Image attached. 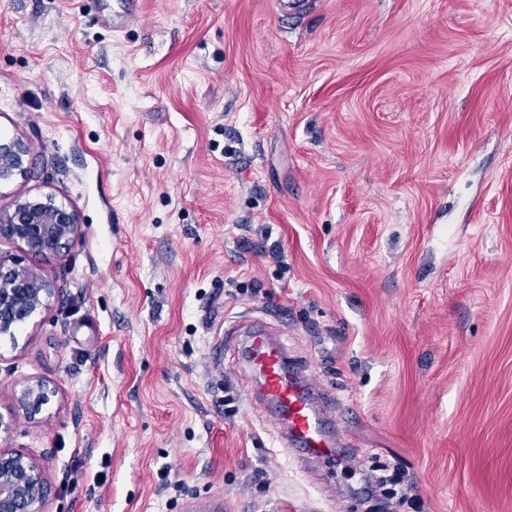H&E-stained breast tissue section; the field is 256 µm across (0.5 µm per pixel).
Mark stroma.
<instances>
[{"label": "stroma", "instance_id": "1", "mask_svg": "<svg viewBox=\"0 0 512 512\" xmlns=\"http://www.w3.org/2000/svg\"><path fill=\"white\" fill-rule=\"evenodd\" d=\"M0 0V137L81 215L0 335L45 512H512V0ZM336 398L288 453L241 332ZM55 393L56 390L43 380H33L20 390H13L11 401L14 415L22 414L30 420H38L37 415L49 404Z\"/></svg>", "mask_w": 512, "mask_h": 512}]
</instances>
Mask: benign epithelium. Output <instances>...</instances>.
Segmentation results:
<instances>
[{
  "label": "benign epithelium",
  "instance_id": "1",
  "mask_svg": "<svg viewBox=\"0 0 512 512\" xmlns=\"http://www.w3.org/2000/svg\"><path fill=\"white\" fill-rule=\"evenodd\" d=\"M33 176L29 145L19 138H0V185ZM82 234L78 211L57 203L51 194L18 196L11 208L0 210V238L31 255L62 260ZM56 294L45 271L0 253V335L29 321ZM56 390L33 380L11 394L14 415L37 420ZM47 485L40 464L23 452L0 448V512H44Z\"/></svg>",
  "mask_w": 512,
  "mask_h": 512
}]
</instances>
